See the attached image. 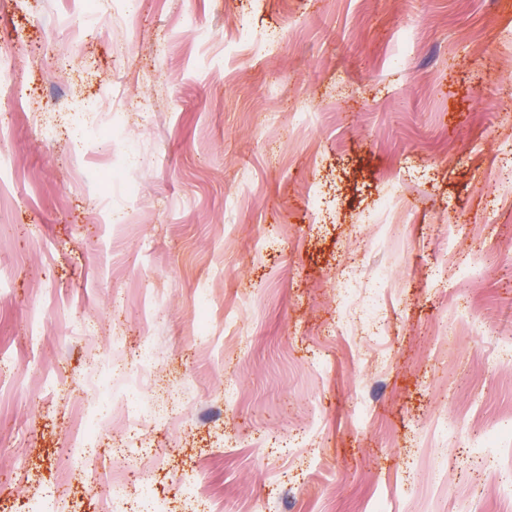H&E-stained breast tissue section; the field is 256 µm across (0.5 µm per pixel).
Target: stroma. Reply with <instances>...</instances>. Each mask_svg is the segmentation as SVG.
Listing matches in <instances>:
<instances>
[{
  "label": "stroma",
  "instance_id": "stroma-1",
  "mask_svg": "<svg viewBox=\"0 0 512 512\" xmlns=\"http://www.w3.org/2000/svg\"><path fill=\"white\" fill-rule=\"evenodd\" d=\"M1 51L29 95L0 96V512H98L69 436L116 336L132 367L154 340L176 422L127 443L163 499L182 473L221 512H512V440L480 445L512 419V0H0ZM95 99L131 107L44 141ZM391 184L415 222L359 223ZM379 265L364 364L336 278Z\"/></svg>",
  "mask_w": 512,
  "mask_h": 512
}]
</instances>
